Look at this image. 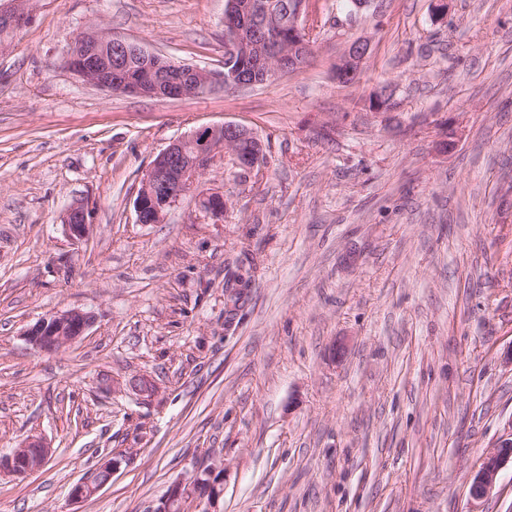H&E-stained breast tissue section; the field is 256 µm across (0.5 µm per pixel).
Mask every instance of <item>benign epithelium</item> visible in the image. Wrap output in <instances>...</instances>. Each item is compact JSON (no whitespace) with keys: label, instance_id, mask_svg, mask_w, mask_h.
Returning <instances> with one entry per match:
<instances>
[{"label":"benign epithelium","instance_id":"benign-epithelium-1","mask_svg":"<svg viewBox=\"0 0 512 512\" xmlns=\"http://www.w3.org/2000/svg\"><path fill=\"white\" fill-rule=\"evenodd\" d=\"M32 18L30 0H5L0 4V29L13 32ZM227 55L239 59L252 69V76L224 86V75L206 68L178 63L152 52L142 45L98 27H87L76 37L65 65L82 81L104 91L159 99H180L206 95L217 88L234 90L255 87L273 81L286 72L284 61H293L296 53L313 50L301 8L288 14V32L270 15L259 0H230L224 12ZM368 36L351 41L336 60V81L355 79L369 56ZM139 58L137 73L129 71L123 58L128 50ZM256 136L240 125L222 124L200 127L173 141L151 162L141 180L135 200L137 222L162 224L169 211L182 197L199 193L201 209L214 217L224 216L227 199L224 192H198L202 177L215 156L230 153L236 166L251 171L250 156L243 155L242 146ZM62 230L67 239L77 243L88 237L91 224L82 205L69 207L62 216ZM95 316L81 309L49 314L24 331L28 343L41 352H52L79 340L94 323ZM51 454V447L40 437L28 439L7 456H0V474L17 476L39 471ZM512 461V437L501 440L487 454L470 483L469 494L475 500L484 498L495 484L501 466ZM196 481H175L157 505L148 512H183L193 499ZM103 484L97 476L77 484L72 498L82 500L96 494Z\"/></svg>","mask_w":512,"mask_h":512}]
</instances>
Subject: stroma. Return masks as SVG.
Wrapping results in <instances>:
<instances>
[{
	"label": "stroma",
	"mask_w": 512,
	"mask_h": 512,
	"mask_svg": "<svg viewBox=\"0 0 512 512\" xmlns=\"http://www.w3.org/2000/svg\"><path fill=\"white\" fill-rule=\"evenodd\" d=\"M447 2L373 0L342 27L316 0L305 70L164 100L80 80L75 38L98 24L220 71L225 0H33L0 43V455L31 436L52 455L0 475V512H147L216 460L213 512H512L511 463L469 495L512 429V0ZM225 123L266 165L214 159L223 217L190 194L138 223L155 155ZM76 203L92 230L73 244ZM69 309L95 316L81 339L25 340ZM371 47L370 37L363 36L351 41L344 52L336 60V81L351 84L362 70L369 56ZM351 79L346 82L347 79ZM61 223L65 237L74 243L87 238L91 230L88 211L82 205L69 207L62 216ZM512 461V429L510 438L501 440L496 449L482 460L470 483L469 494L475 500L484 498L495 484L501 466ZM118 461L115 458L104 460L96 469L95 473L90 479H87L77 484L72 491V498L75 500H82L88 498L90 495L96 494L103 486L108 484L112 480V476L116 472ZM100 471H107L109 473V481L106 483H99L97 474ZM101 480H106L107 475L103 472L98 474Z\"/></svg>",
	"instance_id": "35a3bbf8"
}]
</instances>
